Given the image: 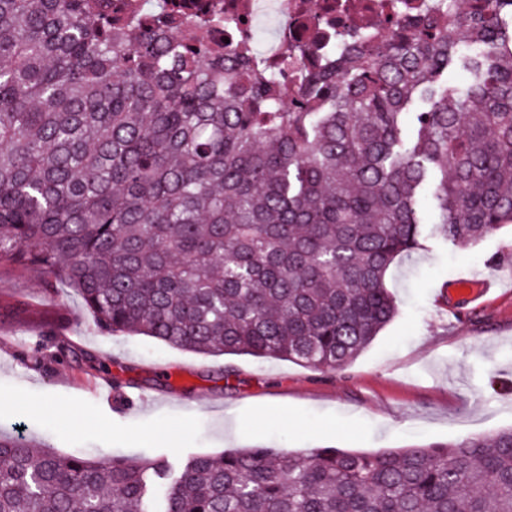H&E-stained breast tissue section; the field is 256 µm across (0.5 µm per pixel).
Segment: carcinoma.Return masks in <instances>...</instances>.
<instances>
[{"instance_id": "obj_1", "label": "carcinoma", "mask_w": 512, "mask_h": 512, "mask_svg": "<svg viewBox=\"0 0 512 512\" xmlns=\"http://www.w3.org/2000/svg\"><path fill=\"white\" fill-rule=\"evenodd\" d=\"M223 26L220 0H0V260L106 333L342 369L396 260L512 226V0H433L295 91ZM0 512H512V426L178 464L1 432Z\"/></svg>"}]
</instances>
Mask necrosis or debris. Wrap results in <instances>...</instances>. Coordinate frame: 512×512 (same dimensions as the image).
<instances>
[{
  "label": "necrosis or debris",
  "instance_id": "1",
  "mask_svg": "<svg viewBox=\"0 0 512 512\" xmlns=\"http://www.w3.org/2000/svg\"><path fill=\"white\" fill-rule=\"evenodd\" d=\"M389 0H224L232 24L228 38L243 37L259 43L271 35L273 44L264 56L278 65L283 49L298 51L288 78L298 81L307 65L326 63L343 42L370 29L385 30Z\"/></svg>",
  "mask_w": 512,
  "mask_h": 512
}]
</instances>
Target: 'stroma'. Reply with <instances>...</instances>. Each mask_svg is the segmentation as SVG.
<instances>
[{
  "mask_svg": "<svg viewBox=\"0 0 512 512\" xmlns=\"http://www.w3.org/2000/svg\"><path fill=\"white\" fill-rule=\"evenodd\" d=\"M501 275L457 302L464 272ZM36 268L0 262V430L61 453L183 460L262 445L300 451L445 445L512 425V229L395 264L399 313L342 369L201 356L100 332L77 294ZM69 343L67 359L57 342ZM237 376L225 381V368ZM124 381L111 402L106 381ZM179 430L177 444L163 432Z\"/></svg>",
  "mask_w": 512,
  "mask_h": 512,
  "instance_id": "1",
  "label": "stroma"
}]
</instances>
